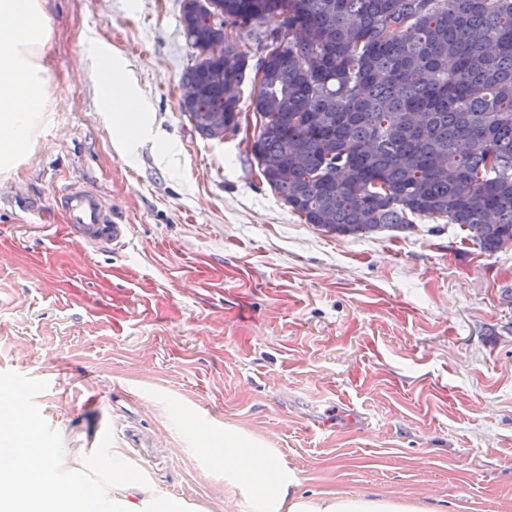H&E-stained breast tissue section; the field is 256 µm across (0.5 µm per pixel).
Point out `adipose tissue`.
Returning a JSON list of instances; mask_svg holds the SVG:
<instances>
[{"label": "adipose tissue", "instance_id": "1", "mask_svg": "<svg viewBox=\"0 0 512 512\" xmlns=\"http://www.w3.org/2000/svg\"><path fill=\"white\" fill-rule=\"evenodd\" d=\"M46 0H0V175L7 177L35 152L52 121L57 98L47 63L52 27ZM101 101L111 114L112 144L132 156L149 130L143 98L115 58L98 57ZM32 429L20 425L0 433V512H200L199 506L160 496L152 481L137 472L125 449H111L105 476L87 473L80 457L64 448L29 447ZM211 459L224 469L233 488L224 512H237L245 498L250 512H430L426 502L366 491L338 490L316 498L297 496L298 482L279 454L261 440L224 429V445Z\"/></svg>", "mask_w": 512, "mask_h": 512}]
</instances>
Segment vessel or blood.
<instances>
[{
	"label": "vessel or blood",
	"mask_w": 512,
	"mask_h": 512,
	"mask_svg": "<svg viewBox=\"0 0 512 512\" xmlns=\"http://www.w3.org/2000/svg\"><path fill=\"white\" fill-rule=\"evenodd\" d=\"M58 201L67 211L71 227L84 246L103 248L120 244L127 238L128 225L109 223L96 192L67 188L61 191Z\"/></svg>",
	"instance_id": "b4317fda"
}]
</instances>
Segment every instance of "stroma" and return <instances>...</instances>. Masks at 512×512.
Returning <instances> with one entry per match:
<instances>
[{"mask_svg": "<svg viewBox=\"0 0 512 512\" xmlns=\"http://www.w3.org/2000/svg\"><path fill=\"white\" fill-rule=\"evenodd\" d=\"M64 86L35 153L0 179V389L89 473L125 449L164 495L222 512L224 471L184 435L258 436L296 491L429 495L512 512V246L458 225L353 239L283 204L240 136L180 110L194 55L180 0H48ZM120 56L153 112L112 145L94 51ZM96 190L124 246L73 241L56 195Z\"/></svg>", "mask_w": 512, "mask_h": 512, "instance_id": "obj_1", "label": "stroma"}]
</instances>
